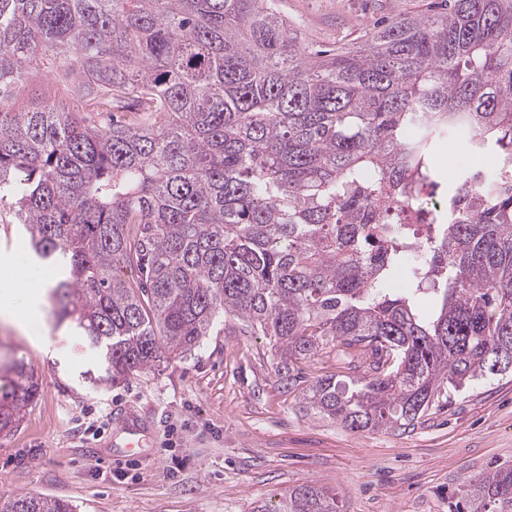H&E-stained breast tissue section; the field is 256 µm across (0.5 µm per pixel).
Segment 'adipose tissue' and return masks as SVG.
<instances>
[{
    "mask_svg": "<svg viewBox=\"0 0 512 512\" xmlns=\"http://www.w3.org/2000/svg\"><path fill=\"white\" fill-rule=\"evenodd\" d=\"M51 283L39 269L17 266L13 256L0 257V319L21 331L42 316L43 297Z\"/></svg>",
    "mask_w": 512,
    "mask_h": 512,
    "instance_id": "obj_1",
    "label": "adipose tissue"
}]
</instances>
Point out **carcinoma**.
I'll list each match as a JSON object with an SVG mask.
<instances>
[{
  "instance_id": "1",
  "label": "carcinoma",
  "mask_w": 512,
  "mask_h": 512,
  "mask_svg": "<svg viewBox=\"0 0 512 512\" xmlns=\"http://www.w3.org/2000/svg\"><path fill=\"white\" fill-rule=\"evenodd\" d=\"M40 66L77 75L81 110L15 109ZM459 121L512 162V0L394 13L331 50L275 0H0V214L59 261L57 324L114 385L223 315L274 342L304 411L352 431L414 427L503 374L512 187L473 184L447 224L425 211ZM327 351L353 375L303 384L296 362ZM38 396L13 358L0 434ZM449 510L512 512V464L464 477ZM257 512L339 510L301 485Z\"/></svg>"
}]
</instances>
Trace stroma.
<instances>
[{
  "label": "stroma",
  "mask_w": 512,
  "mask_h": 512,
  "mask_svg": "<svg viewBox=\"0 0 512 512\" xmlns=\"http://www.w3.org/2000/svg\"><path fill=\"white\" fill-rule=\"evenodd\" d=\"M432 0H280L315 46L350 40L389 13ZM71 80L41 73L16 104H75ZM40 342L0 323V359L25 357L40 395L18 429L0 435V484L72 502L76 512H253L299 485L336 495L340 512H448L465 476L512 461V374L456 393L406 430L351 431L303 411L281 389L268 339L225 318L192 354L90 384L92 352L45 315ZM147 420L155 446L111 462L113 409Z\"/></svg>",
  "instance_id": "35a3bbf8"
}]
</instances>
